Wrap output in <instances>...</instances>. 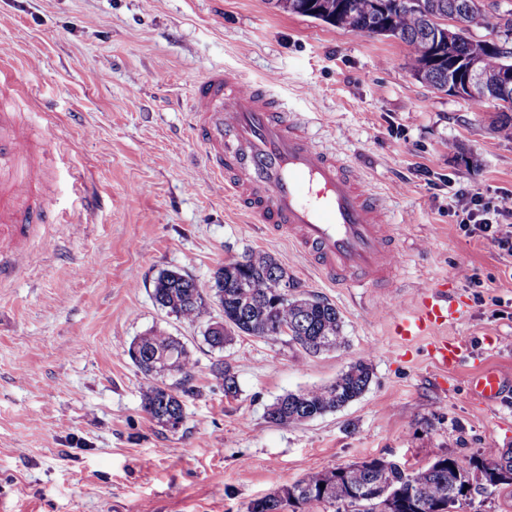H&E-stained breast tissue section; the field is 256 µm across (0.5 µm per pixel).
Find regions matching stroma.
<instances>
[{"instance_id": "obj_1", "label": "stroma", "mask_w": 512, "mask_h": 512, "mask_svg": "<svg viewBox=\"0 0 512 512\" xmlns=\"http://www.w3.org/2000/svg\"><path fill=\"white\" fill-rule=\"evenodd\" d=\"M412 64L401 41L268 0H0V98L32 136L49 121L58 131L38 188L54 221L29 227L26 261L0 281V512H246L312 471L374 457L420 468L441 454L466 465L512 448V268L453 223L442 184L512 209V140L495 132L494 106L438 91ZM219 67L267 85L383 198L397 248L388 287H333L206 176L187 98ZM250 251L275 257L297 294L336 306L344 348L240 335L218 352L202 338L217 306L190 323L154 302L161 270L208 286ZM442 282L468 303L445 331L467 345L449 370L390 330L398 307ZM153 329L196 362L175 428L144 412L128 356ZM360 357L373 378L359 399L301 424L266 418L278 397ZM224 361L234 397L214 373ZM481 366L503 378L497 402L470 388Z\"/></svg>"}]
</instances>
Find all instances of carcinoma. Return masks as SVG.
Listing matches in <instances>:
<instances>
[{
    "label": "carcinoma",
    "mask_w": 512,
    "mask_h": 512,
    "mask_svg": "<svg viewBox=\"0 0 512 512\" xmlns=\"http://www.w3.org/2000/svg\"><path fill=\"white\" fill-rule=\"evenodd\" d=\"M344 7L330 25L370 35L386 34L407 44L413 54L415 70L426 65L422 81L438 88L448 82L447 64L454 59L478 55L483 67L494 71L504 63L505 53L490 40H476L475 29L491 27L486 12L468 8L469 0H343ZM323 0H286L281 11L303 17H315ZM436 14L457 16L464 35L442 48L444 62L427 65L432 58L435 38L430 17ZM244 263L230 262L215 274L211 289L203 288L192 276L166 270L154 281L153 299L167 313L195 322L203 313L210 296L224 294L221 320L224 334L213 336L203 332V341L212 350L222 351L236 335H247L277 341L283 338L308 353L336 350L344 346L343 321L336 307L323 299L288 296L280 280L281 264L270 254L250 252L241 256ZM129 357L145 379L141 390L142 407L157 424L167 427L171 419L183 416L182 397L193 392L190 381L195 362L190 352L176 337L152 330L133 340ZM169 375V385L158 378ZM224 392L238 393L233 367L224 363L219 369ZM373 376L371 365L363 358L348 363L331 383L318 388L289 392L267 407V419L278 425H292L300 417L314 419L337 411L358 399L368 389ZM464 483L455 469V461L441 456L418 469L384 458H374L370 468L355 465L315 471L291 484L294 493L283 498L274 492L251 501L247 512H309L321 504L333 512H348L346 499L356 491L362 503L375 506L376 490L388 488L399 496V512H432L437 501L456 499L452 507L469 504L463 493Z\"/></svg>",
    "instance_id": "cac0c4a2"
}]
</instances>
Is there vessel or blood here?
Returning a JSON list of instances; mask_svg holds the SVG:
<instances>
[{"label": "vessel or blood", "mask_w": 512, "mask_h": 512, "mask_svg": "<svg viewBox=\"0 0 512 512\" xmlns=\"http://www.w3.org/2000/svg\"><path fill=\"white\" fill-rule=\"evenodd\" d=\"M189 108L204 165L236 209L293 242L329 283L382 286L392 272L393 242L383 204L359 173L315 146L294 114L237 71H209L194 85ZM54 135V126L45 125L41 148L33 150L15 112L0 105V279L21 265L25 227L46 212L33 189L51 162ZM465 313V300L438 283L422 293L412 314L396 318L394 333L422 336ZM465 354L457 339L429 349L431 361L444 368ZM473 383L486 401L499 399V373L482 370Z\"/></svg>", "instance_id": "1"}]
</instances>
